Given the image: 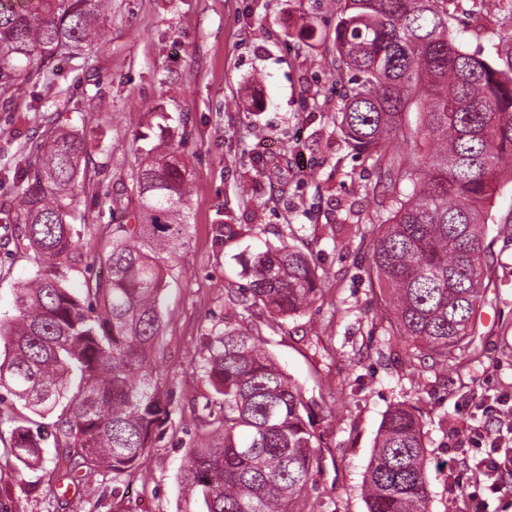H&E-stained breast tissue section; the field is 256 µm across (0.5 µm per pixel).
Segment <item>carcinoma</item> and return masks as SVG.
Wrapping results in <instances>:
<instances>
[{
    "label": "carcinoma",
    "instance_id": "obj_1",
    "mask_svg": "<svg viewBox=\"0 0 512 512\" xmlns=\"http://www.w3.org/2000/svg\"><path fill=\"white\" fill-rule=\"evenodd\" d=\"M447 0H337L336 81L353 73L335 108L349 145L385 177L388 216L374 240L373 272L383 315L407 355L444 364L476 336L493 267L483 228L501 188L512 183V46L496 58L453 37ZM109 0H0V97L36 71L91 42ZM420 115L414 130L403 116ZM397 140L416 142L404 155ZM169 137L141 161L137 206L111 199L108 277L93 274L77 237L75 191L87 176L83 137L58 130L40 155L15 165L18 252L35 270L0 317V411L5 459L57 478L47 467L41 420L72 469L112 474L140 467L174 406L154 375L163 323L166 263L188 233V183ZM237 288L243 311L274 315L270 329L314 304L321 279L311 258L283 243L252 256ZM244 322L214 325L199 369L211 388L180 483L206 512H288L309 491L318 464L314 401L261 349ZM368 512H429L426 449L412 405L390 409L363 481Z\"/></svg>",
    "mask_w": 512,
    "mask_h": 512
}]
</instances>
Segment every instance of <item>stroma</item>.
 Masks as SVG:
<instances>
[{
  "label": "stroma",
  "instance_id": "35a3bbf8",
  "mask_svg": "<svg viewBox=\"0 0 512 512\" xmlns=\"http://www.w3.org/2000/svg\"><path fill=\"white\" fill-rule=\"evenodd\" d=\"M451 27L466 49L512 41V0H448ZM336 0H112L98 37L80 57L56 58L32 75L23 97H0V205L14 200V166L34 157L53 130L85 135L89 179L79 186L80 248L97 274L109 250V199L131 186L154 139L156 113L186 131L181 149L191 183L188 236L164 274V325L157 364L175 410L149 448L144 475L59 476L47 482L19 461L0 469L5 512H201L182 495V444L209 393L198 363L213 325L239 319L231 290L252 253L288 242L307 252L321 294L274 331L263 311L247 322L265 350L317 404L320 462L308 494L289 512H367L363 477L387 411L417 407L429 475V512H512L484 496L467 463L469 428L504 426L493 402L512 408V232L495 219L512 208V184L492 203L486 226L494 274L481 310L479 359L456 352L447 364H407L382 316L371 280L373 244L385 214L372 190L382 173L355 155L327 112L335 85ZM233 225L216 243L212 227ZM0 212V314L34 270L6 240Z\"/></svg>",
  "mask_w": 512,
  "mask_h": 512
}]
</instances>
